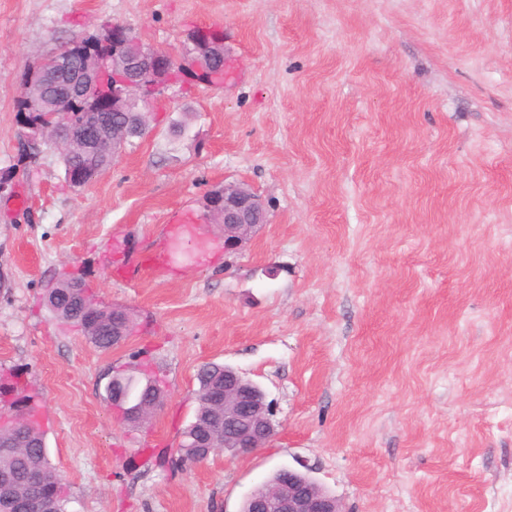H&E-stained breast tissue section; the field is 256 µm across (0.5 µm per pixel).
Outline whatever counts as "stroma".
<instances>
[{
	"label": "stroma",
	"mask_w": 512,
	"mask_h": 512,
	"mask_svg": "<svg viewBox=\"0 0 512 512\" xmlns=\"http://www.w3.org/2000/svg\"><path fill=\"white\" fill-rule=\"evenodd\" d=\"M118 23L174 55L201 29L224 85L169 87L92 184L21 157L16 102L42 57ZM0 368L39 393L68 512H239L290 467L345 512H512V0H0ZM227 183L267 222L225 254L204 209ZM206 262L111 277L171 212ZM85 274L135 330L104 351L43 303ZM164 401L127 425L106 399L138 351ZM275 406L270 445L171 473L198 368Z\"/></svg>",
	"instance_id": "obj_1"
}]
</instances>
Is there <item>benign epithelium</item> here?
Masks as SVG:
<instances>
[{
  "instance_id": "benign-epithelium-1",
  "label": "benign epithelium",
  "mask_w": 512,
  "mask_h": 512,
  "mask_svg": "<svg viewBox=\"0 0 512 512\" xmlns=\"http://www.w3.org/2000/svg\"><path fill=\"white\" fill-rule=\"evenodd\" d=\"M112 36V54L88 49L79 52L75 43L47 55L29 72L21 98L26 110L35 114L49 113L54 122L38 125L22 132V145L36 150L43 143L54 144L62 153L79 144L90 153L95 147L112 141L118 150L119 134L129 136L127 125L117 120L94 119L82 126L73 125L66 114L67 103L81 102L86 112L141 113L149 111L154 97L165 95L169 86L179 81L175 67L180 60L165 51L145 46L121 24L102 29ZM196 49L185 52L186 70L194 75L208 73L216 63L224 61V48L212 32L201 30L194 36ZM112 71V88L102 82L106 71ZM207 215L224 225V254H237L258 228L266 223V212L259 197L241 184L227 183L206 196ZM131 334L124 316L114 315L112 344L118 346ZM131 375L121 371L112 375V406L124 421L148 419L146 406L129 397L125 385ZM221 400L207 395L208 403L224 410V451L239 457L265 448L277 432L273 409L263 390L230 367L224 368ZM42 427L41 416L18 414L16 407L0 410V429ZM184 447L192 454L208 458L213 449L208 435H190ZM244 512H343L341 503L330 493L315 492L311 480L300 471L288 470L274 483H262L248 497Z\"/></svg>"
}]
</instances>
